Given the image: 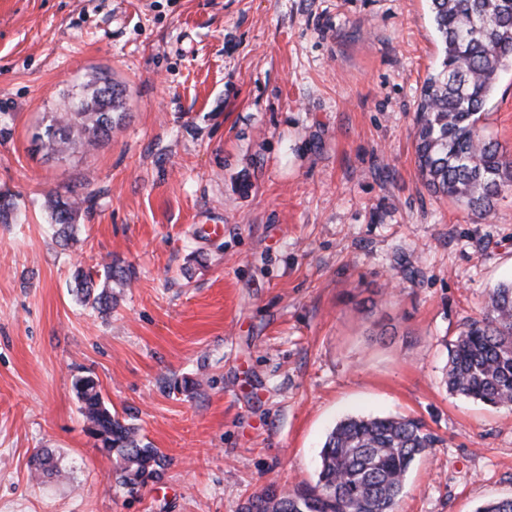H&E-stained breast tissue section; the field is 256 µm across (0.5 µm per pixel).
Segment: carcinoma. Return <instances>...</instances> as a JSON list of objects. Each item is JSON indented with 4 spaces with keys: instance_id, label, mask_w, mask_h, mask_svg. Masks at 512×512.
Wrapping results in <instances>:
<instances>
[{
    "instance_id": "carcinoma-1",
    "label": "carcinoma",
    "mask_w": 512,
    "mask_h": 512,
    "mask_svg": "<svg viewBox=\"0 0 512 512\" xmlns=\"http://www.w3.org/2000/svg\"><path fill=\"white\" fill-rule=\"evenodd\" d=\"M442 47L416 105L414 149L418 170L435 194L485 221L498 200L512 193V158L485 133L484 117L502 71L512 68V0H429ZM125 88L105 72L80 86L71 106L45 127L39 140L56 155L95 147L122 119ZM50 224L74 240L76 198L50 194ZM19 217L15 195L0 193V224ZM104 286L81 269L73 276L78 301L101 314L112 310V280L127 279L115 263L103 266ZM448 392L489 406H512V280L489 294L480 316L460 330L448 356ZM73 389L87 431L124 461L123 482L137 484L161 466L163 455L137 438L135 428L112 415L91 376ZM438 439L410 417L349 416L329 432L316 480L288 492L271 484L248 499L255 512H396L406 476ZM474 512H512V497L488 500Z\"/></svg>"
}]
</instances>
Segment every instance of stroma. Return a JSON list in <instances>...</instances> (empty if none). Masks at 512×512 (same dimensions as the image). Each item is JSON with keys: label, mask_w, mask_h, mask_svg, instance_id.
Instances as JSON below:
<instances>
[{"label": "stroma", "mask_w": 512, "mask_h": 512, "mask_svg": "<svg viewBox=\"0 0 512 512\" xmlns=\"http://www.w3.org/2000/svg\"><path fill=\"white\" fill-rule=\"evenodd\" d=\"M440 56L428 0H0V192L20 207L0 224V512H238L313 482L349 415L439 439L397 512L512 496V407L445 383L512 280V194L477 224L426 187L415 108ZM99 70L125 118L49 157L34 134ZM487 112L512 155V69ZM49 193L88 198L75 242ZM111 261L129 275L101 314L72 274ZM87 375L162 452L145 483L86 432Z\"/></svg>", "instance_id": "stroma-1"}]
</instances>
